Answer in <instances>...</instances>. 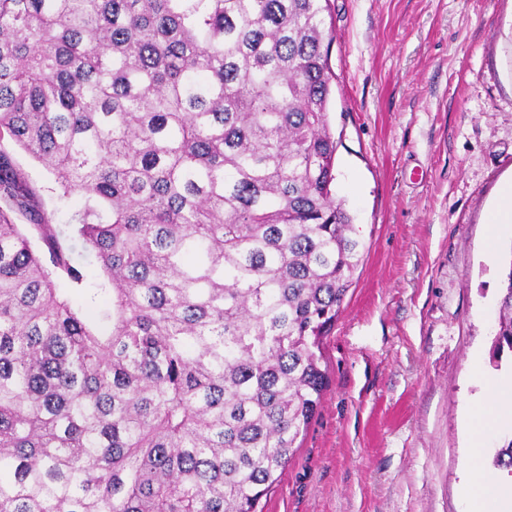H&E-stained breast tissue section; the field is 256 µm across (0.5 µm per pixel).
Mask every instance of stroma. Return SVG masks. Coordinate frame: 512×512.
I'll return each instance as SVG.
<instances>
[{
	"label": "stroma",
	"instance_id": "35a3bbf8",
	"mask_svg": "<svg viewBox=\"0 0 512 512\" xmlns=\"http://www.w3.org/2000/svg\"><path fill=\"white\" fill-rule=\"evenodd\" d=\"M507 0H329L338 147L333 191L365 245L321 342L328 388L257 512H466V408L491 338L512 228L486 213L512 179ZM88 283L104 276L72 231L83 203L0 138Z\"/></svg>",
	"mask_w": 512,
	"mask_h": 512
}]
</instances>
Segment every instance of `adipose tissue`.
Returning <instances> with one entry per match:
<instances>
[{"label": "adipose tissue", "instance_id": "1", "mask_svg": "<svg viewBox=\"0 0 512 512\" xmlns=\"http://www.w3.org/2000/svg\"><path fill=\"white\" fill-rule=\"evenodd\" d=\"M479 382L483 392L472 403L476 416L467 422L470 435L467 468L475 475L465 486L468 512H512V486L497 477L480 474L485 436L505 423H512V377L483 375Z\"/></svg>", "mask_w": 512, "mask_h": 512}]
</instances>
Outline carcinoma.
I'll return each instance as SVG.
<instances>
[{
	"label": "carcinoma",
	"mask_w": 512,
	"mask_h": 512,
	"mask_svg": "<svg viewBox=\"0 0 512 512\" xmlns=\"http://www.w3.org/2000/svg\"><path fill=\"white\" fill-rule=\"evenodd\" d=\"M326 2L0 0V135L84 201L111 320L49 225L47 263L0 208V512H256L288 466L361 261ZM28 191L0 150V199Z\"/></svg>",
	"instance_id": "obj_1"
}]
</instances>
